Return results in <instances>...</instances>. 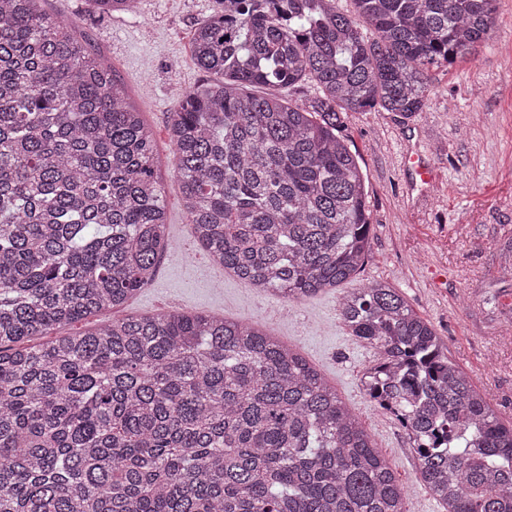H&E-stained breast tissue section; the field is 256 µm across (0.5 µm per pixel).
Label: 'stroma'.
<instances>
[{"instance_id": "stroma-1", "label": "stroma", "mask_w": 512, "mask_h": 512, "mask_svg": "<svg viewBox=\"0 0 512 512\" xmlns=\"http://www.w3.org/2000/svg\"><path fill=\"white\" fill-rule=\"evenodd\" d=\"M104 57L151 127L165 175L171 250L153 281L130 300V315L169 308L258 324L299 352L361 419L409 490L408 512H444L419 485L405 431L375 408L359 378L375 357L350 336L337 311L339 290L284 306L210 264L186 222L170 138L180 93L204 80L191 51L213 0H140L135 15H98L91 0H37ZM423 112L409 120L374 109L350 112L343 133L362 167L371 240L360 282L397 288L441 337L449 358L512 422V274L499 268L512 249V0H499L496 38L453 65L431 68ZM417 157L433 174L413 180L396 165Z\"/></svg>"}]
</instances>
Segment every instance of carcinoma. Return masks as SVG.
<instances>
[{"label":"carcinoma","instance_id":"carcinoma-1","mask_svg":"<svg viewBox=\"0 0 512 512\" xmlns=\"http://www.w3.org/2000/svg\"><path fill=\"white\" fill-rule=\"evenodd\" d=\"M35 0H0V512H408L359 416L249 323L121 309L169 251L153 133L111 66ZM100 14L138 0H90ZM216 0L171 117L192 236L300 303L354 280L368 192L343 115L423 111L431 67L493 37L498 0ZM318 94L292 104L255 86ZM361 384L446 512H512V424L386 282L342 294ZM52 336L25 347L33 337Z\"/></svg>","mask_w":512,"mask_h":512}]
</instances>
